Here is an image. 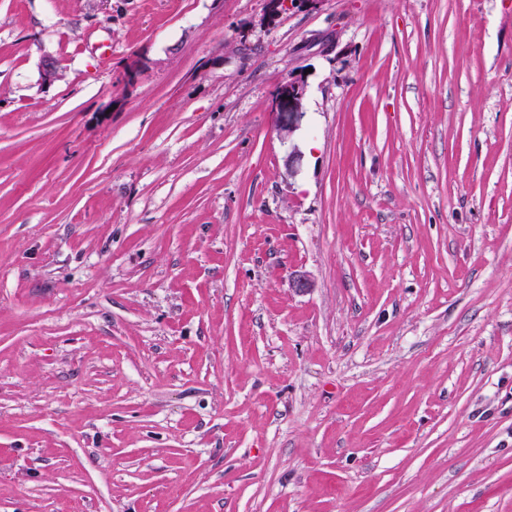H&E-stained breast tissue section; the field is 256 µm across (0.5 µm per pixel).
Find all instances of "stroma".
Returning a JSON list of instances; mask_svg holds the SVG:
<instances>
[{"label":"stroma","mask_w":512,"mask_h":512,"mask_svg":"<svg viewBox=\"0 0 512 512\" xmlns=\"http://www.w3.org/2000/svg\"><path fill=\"white\" fill-rule=\"evenodd\" d=\"M0 512H512V0H0Z\"/></svg>","instance_id":"obj_1"}]
</instances>
